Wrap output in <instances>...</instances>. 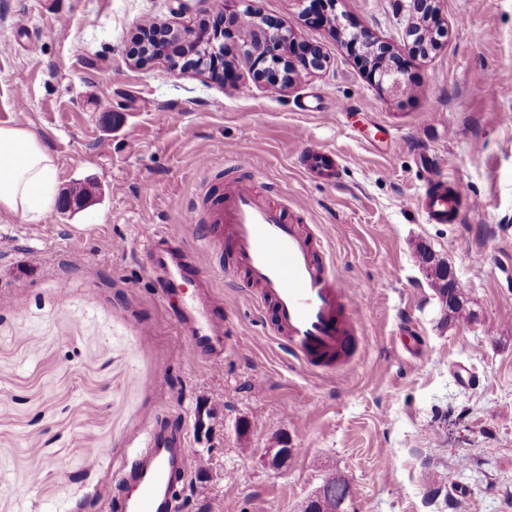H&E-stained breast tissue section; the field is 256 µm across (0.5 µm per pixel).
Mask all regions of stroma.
<instances>
[{
    "instance_id": "obj_1",
    "label": "stroma",
    "mask_w": 512,
    "mask_h": 512,
    "mask_svg": "<svg viewBox=\"0 0 512 512\" xmlns=\"http://www.w3.org/2000/svg\"><path fill=\"white\" fill-rule=\"evenodd\" d=\"M180 1L0 0V126L49 146L59 195L93 192L34 223L0 214V512H100L155 409L186 420L203 512H302L333 474L351 482L346 512H512V0H438L425 56L396 0H336L333 31L305 20L309 0H252L324 51L284 91L244 66L222 85L136 64L146 23L196 28L220 6ZM360 30L399 50L407 94L341 47ZM311 146L339 155L334 182L300 167ZM228 154L330 227L361 323L347 373L300 369L221 275L224 362L202 369L186 349L146 235L195 243L201 162ZM450 177L474 207L426 223L422 194ZM420 242L452 268L469 320L444 323ZM280 436L294 453L274 470L263 456Z\"/></svg>"
}]
</instances>
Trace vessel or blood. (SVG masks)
I'll return each instance as SVG.
<instances>
[{"label":"vessel or blood","mask_w":512,"mask_h":512,"mask_svg":"<svg viewBox=\"0 0 512 512\" xmlns=\"http://www.w3.org/2000/svg\"><path fill=\"white\" fill-rule=\"evenodd\" d=\"M309 176L329 180L339 168L334 152L304 154ZM246 157L223 162L225 177L200 206L206 223L192 247L164 232L148 235L147 255L156 281L173 303L174 322L189 352L205 368L224 361V303L208 284L212 273L228 272L257 289L263 315L279 344L301 368L333 374L353 361L359 329L349 311L347 281L335 275L324 230L289 219L285 204L270 201L255 182L239 178ZM467 202L459 182L428 189L421 210L426 223L451 224ZM190 468L182 428L152 426L134 455L115 474L118 493L104 512H180L177 486Z\"/></svg>","instance_id":"obj_1"}]
</instances>
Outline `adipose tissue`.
I'll use <instances>...</instances> for the list:
<instances>
[{
	"label": "adipose tissue",
	"mask_w": 512,
	"mask_h": 512,
	"mask_svg": "<svg viewBox=\"0 0 512 512\" xmlns=\"http://www.w3.org/2000/svg\"><path fill=\"white\" fill-rule=\"evenodd\" d=\"M56 161L26 128L0 127V212L26 222L43 217L56 194Z\"/></svg>",
	"instance_id": "1"
}]
</instances>
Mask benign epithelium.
Segmentation results:
<instances>
[{"instance_id": "benign-epithelium-1", "label": "benign epithelium", "mask_w": 512, "mask_h": 512, "mask_svg": "<svg viewBox=\"0 0 512 512\" xmlns=\"http://www.w3.org/2000/svg\"><path fill=\"white\" fill-rule=\"evenodd\" d=\"M244 2L246 0H224V10L213 16L205 35L200 29H178L171 25L153 27L143 36V58L169 57L173 70L179 75L207 70L226 78L233 75L229 57L234 49L241 47L257 82L280 69L286 72L298 63L309 70L322 69L321 50L300 45L286 22L237 20L232 7ZM435 2L437 0H409L408 10L419 20L418 26L408 31V36L416 42L415 52L427 51L421 40L425 38L423 28L432 24L436 17ZM341 45L368 65L370 77L377 85L389 84L394 94L405 92V66L389 43L361 32L341 41Z\"/></svg>"}]
</instances>
